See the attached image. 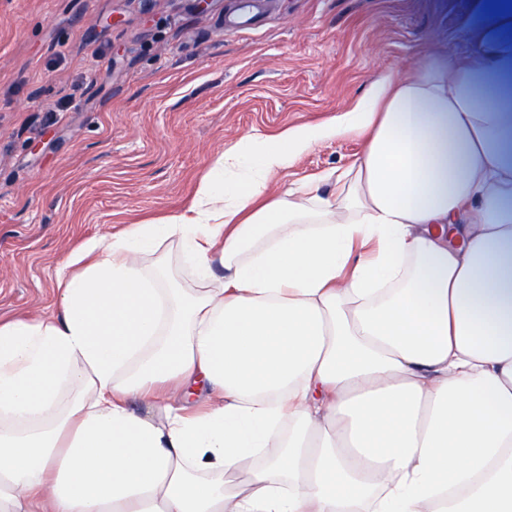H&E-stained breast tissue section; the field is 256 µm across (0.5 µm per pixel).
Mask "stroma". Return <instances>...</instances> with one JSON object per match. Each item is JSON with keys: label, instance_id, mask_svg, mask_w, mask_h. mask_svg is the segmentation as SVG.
Segmentation results:
<instances>
[{"label": "stroma", "instance_id": "stroma-1", "mask_svg": "<svg viewBox=\"0 0 512 512\" xmlns=\"http://www.w3.org/2000/svg\"><path fill=\"white\" fill-rule=\"evenodd\" d=\"M477 0H0V320L42 318L91 238L185 212L240 138L340 115L419 58L465 62ZM365 150L316 144L270 191Z\"/></svg>", "mask_w": 512, "mask_h": 512}]
</instances>
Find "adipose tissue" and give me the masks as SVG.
I'll return each instance as SVG.
<instances>
[{
    "instance_id": "obj_1",
    "label": "adipose tissue",
    "mask_w": 512,
    "mask_h": 512,
    "mask_svg": "<svg viewBox=\"0 0 512 512\" xmlns=\"http://www.w3.org/2000/svg\"><path fill=\"white\" fill-rule=\"evenodd\" d=\"M469 35L240 140L0 322V512H512V12ZM346 133L335 198L267 197ZM167 244L197 287L144 265Z\"/></svg>"
}]
</instances>
